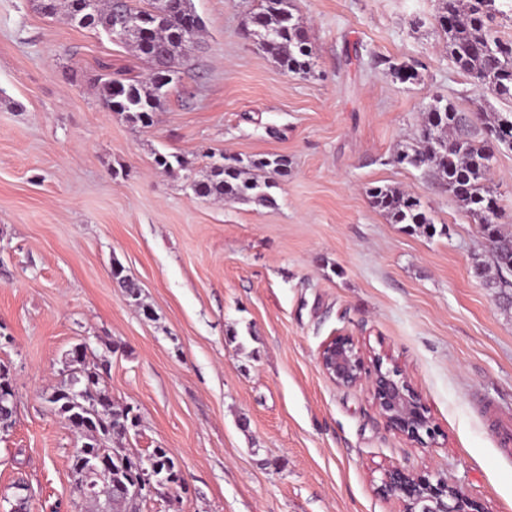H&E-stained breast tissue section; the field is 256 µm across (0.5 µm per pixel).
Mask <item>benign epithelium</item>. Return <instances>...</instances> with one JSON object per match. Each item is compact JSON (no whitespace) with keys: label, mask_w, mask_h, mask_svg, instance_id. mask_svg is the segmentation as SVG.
<instances>
[{"label":"benign epithelium","mask_w":512,"mask_h":512,"mask_svg":"<svg viewBox=\"0 0 512 512\" xmlns=\"http://www.w3.org/2000/svg\"><path fill=\"white\" fill-rule=\"evenodd\" d=\"M124 0H116L120 23L112 27L110 38L121 37L123 28L133 25L137 16L121 11ZM318 364L322 374L341 388L369 386L375 407L386 426L409 442L426 447L436 440L440 430L428 413L419 393L403 369L397 365L384 366L377 355L368 357L353 337L338 335L328 340L320 349ZM165 484L161 476L137 479L130 484H117L112 488V498L101 512H112L115 507L124 512H134V506L144 500L143 492H153ZM377 494L395 495L402 503V512H471L474 502L464 488L438 473H416L403 468L388 470Z\"/></svg>","instance_id":"obj_1"}]
</instances>
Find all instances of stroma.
Instances as JSON below:
<instances>
[{
  "mask_svg": "<svg viewBox=\"0 0 512 512\" xmlns=\"http://www.w3.org/2000/svg\"><path fill=\"white\" fill-rule=\"evenodd\" d=\"M191 3L200 41L152 124L135 127L96 83L148 73L131 45L0 0V364L17 409L0 433V512L20 483L31 512H96L71 475L79 434L45 401L79 344L138 417L131 457L164 449L185 479L141 512H401L375 493L394 467L512 512V450L474 400L512 418V309L474 275L481 225L441 180L396 161L433 98L488 113L512 101L449 59L441 0H291L308 76L245 38L258 0ZM400 64L417 79L399 81ZM218 151L287 156L275 204L195 195ZM159 153L186 168L157 169ZM491 178L510 234L512 149ZM376 186L419 198L437 234L392 223ZM339 334L406 371L440 429L432 446L387 428L368 386L322 374L319 350Z\"/></svg>",
  "mask_w": 512,
  "mask_h": 512,
  "instance_id": "stroma-1",
  "label": "stroma"
}]
</instances>
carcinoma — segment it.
Here are the masks:
<instances>
[{"label":"carcinoma","instance_id":"carcinoma-1","mask_svg":"<svg viewBox=\"0 0 512 512\" xmlns=\"http://www.w3.org/2000/svg\"><path fill=\"white\" fill-rule=\"evenodd\" d=\"M68 0L67 15L82 29L112 31V3L101 0ZM181 8L161 19L147 9L132 8L140 16L138 26L125 33L122 42L133 43L136 51L149 61L158 54L164 56L165 67L154 66L143 80L122 82L97 79L101 101L109 111L122 115L134 125L148 127L153 114L159 111L165 97L161 86L171 73L168 66L182 54L189 34L198 26L187 27V16L193 14L191 0H180ZM289 0H260L258 11L250 23L252 32L263 52L284 71L307 74L313 65V47L306 31L288 9ZM491 13L482 9L480 0H443L440 26L446 36L448 56L464 73L480 76L491 85L495 94L512 99V39L493 35L487 27ZM499 136L498 142L512 145V113H500L489 119L481 113L460 111L453 103L435 99L424 113L419 146L397 154L400 164L428 168L448 185L478 223L482 224L487 240V259L476 260L474 274L485 280L494 294H512V238L498 227L500 206L496 191L489 185L495 155L487 140L488 133ZM209 172L193 182V192L199 197H224L255 200L263 205L275 202L271 189L277 182L274 174L288 176V160L281 155L258 158L232 157L224 154L209 156ZM157 167L172 172L185 168L178 155L155 156ZM372 203L386 212L394 224L417 225L435 232L436 228L420 200L389 187H374L369 191ZM112 276L130 296L138 295L139 285L123 267L112 268ZM72 358L84 365L82 376H75L51 393L46 401L60 417L73 423L82 433V442L72 456V470L77 483L84 485L83 449L112 457V473L106 475L108 486L125 483L137 473L164 475L168 482L180 479L174 460L158 450L144 469L118 448L100 445L105 436L123 437L136 426L137 416L129 407L116 408L109 394L99 388L101 375L97 365H87L86 347H74Z\"/></svg>","mask_w":512,"mask_h":512}]
</instances>
